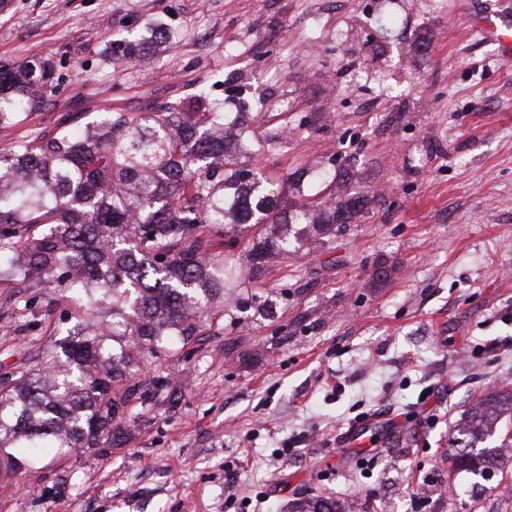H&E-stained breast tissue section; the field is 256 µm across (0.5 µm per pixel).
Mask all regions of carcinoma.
<instances>
[{
	"instance_id": "carcinoma-1",
	"label": "carcinoma",
	"mask_w": 512,
	"mask_h": 512,
	"mask_svg": "<svg viewBox=\"0 0 512 512\" xmlns=\"http://www.w3.org/2000/svg\"><path fill=\"white\" fill-rule=\"evenodd\" d=\"M55 90L52 68H0V130ZM59 127L0 154V281L55 284L79 310L32 365L0 376V453L8 448H95L124 439L136 395L129 377L162 345L187 341L243 286L216 239L251 236L255 266L336 234L364 207L359 196L305 202L281 217L274 184L248 183L222 112H104L72 135ZM512 393L489 392L457 424L466 445L491 436ZM495 448L461 451L455 465L484 480ZM288 512H346L332 497Z\"/></svg>"
}]
</instances>
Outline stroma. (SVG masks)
I'll use <instances>...</instances> for the list:
<instances>
[{
    "instance_id": "1",
    "label": "stroma",
    "mask_w": 512,
    "mask_h": 512,
    "mask_svg": "<svg viewBox=\"0 0 512 512\" xmlns=\"http://www.w3.org/2000/svg\"><path fill=\"white\" fill-rule=\"evenodd\" d=\"M494 12L497 36L485 31ZM512 0H12L0 66L56 90L0 150L66 114L207 107L280 130L245 168L317 201L365 196L328 242L261 271L244 301L166 348L116 448H44L0 471V512H512V467L457 473L452 428L512 390ZM142 44L145 60L123 55ZM390 277L374 282L377 266ZM53 287L0 281V374L57 337ZM288 512H346L345 507L336 498L315 497L296 501Z\"/></svg>"
}]
</instances>
